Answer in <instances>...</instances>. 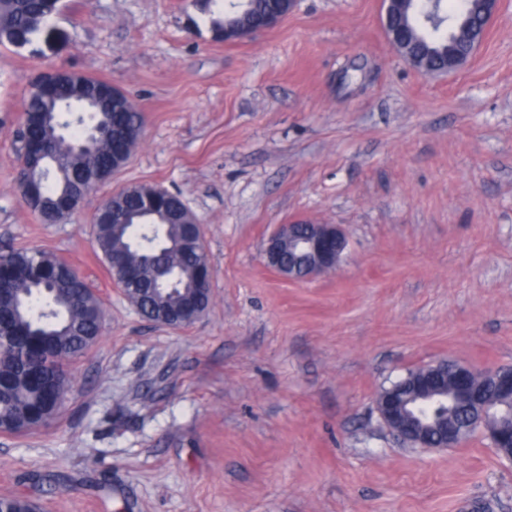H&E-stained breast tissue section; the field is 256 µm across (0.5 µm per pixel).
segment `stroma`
Masks as SVG:
<instances>
[{"mask_svg":"<svg viewBox=\"0 0 512 512\" xmlns=\"http://www.w3.org/2000/svg\"><path fill=\"white\" fill-rule=\"evenodd\" d=\"M381 11L297 0L227 43L203 0H60L34 45L0 46V253L54 251L104 313L58 419L0 434V495L47 512H512V465L482 434L411 448L376 410L414 368L512 366V0L442 76L404 60ZM56 68L111 82L145 122L127 165L45 224L17 138ZM131 184L180 194L203 226L212 299L189 326L140 316L93 245L96 210ZM299 221L342 226L334 272L266 267L267 239Z\"/></svg>","mask_w":512,"mask_h":512,"instance_id":"obj_1","label":"stroma"}]
</instances>
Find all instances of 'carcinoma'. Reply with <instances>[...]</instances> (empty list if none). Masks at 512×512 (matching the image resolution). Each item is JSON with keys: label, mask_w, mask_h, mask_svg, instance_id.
Masks as SVG:
<instances>
[{"label": "carcinoma", "mask_w": 512, "mask_h": 512, "mask_svg": "<svg viewBox=\"0 0 512 512\" xmlns=\"http://www.w3.org/2000/svg\"><path fill=\"white\" fill-rule=\"evenodd\" d=\"M60 0H0V46L23 48L33 44ZM288 4L284 0H245L223 6V11L210 19L216 36L236 32L252 35L256 22L266 16L282 14ZM475 0H462L461 9L448 0H428L425 9L433 11L442 24L429 28L419 20L414 4H407L395 20L404 25L410 37L406 51L412 56L425 54L433 58L436 69L443 68L448 56V24L458 20L465 10H475ZM97 78H85L84 87L59 86V97L50 98L31 89L26 109L41 118L38 155L44 165L30 168L29 157H20L18 184L36 187L35 212L46 224H54L58 215V198L75 188L91 185L98 169L110 161L104 150L112 133L138 141L144 118L128 97L119 95L117 107L122 109L120 121L112 125L108 113L86 107L90 124L98 129L96 140L87 148L76 149L64 143L60 130L69 129V141L80 143L85 138V120L74 121L64 112L62 101L80 100L87 86ZM150 191L144 185L126 186L108 197L94 225V245L107 263H116L128 279L129 297L145 314L164 309L172 316L183 307L211 296L202 292L207 287L206 253L192 242L194 226L186 215L172 207L166 215L150 220L158 225L162 247L144 237L139 213L145 209ZM281 261L303 268L313 261L306 252L283 243ZM0 426L12 435L22 436L37 431L54 421L60 411L57 399L71 387L67 366L81 357L101 335L103 312L100 302L85 279L54 253L41 249L21 248L0 255ZM176 274L174 290L159 286L160 273ZM26 331L24 336L11 335L12 329ZM476 389L484 392L488 411L497 416L504 408L512 410V395L485 388L482 375L473 379ZM471 416L468 408L450 405L444 409L431 403L420 420L437 428L449 423L463 424ZM0 512H40L29 498L0 496Z\"/></svg>", "instance_id": "cac0c4a2"}]
</instances>
